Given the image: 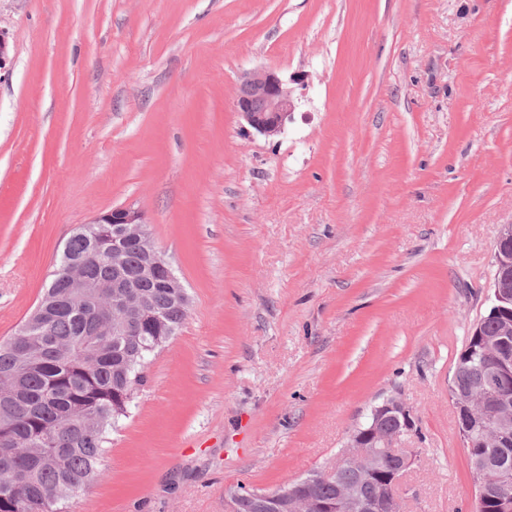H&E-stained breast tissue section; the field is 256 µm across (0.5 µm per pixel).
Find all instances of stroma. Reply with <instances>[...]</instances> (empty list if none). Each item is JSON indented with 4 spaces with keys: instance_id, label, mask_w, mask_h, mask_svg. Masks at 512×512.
<instances>
[{
    "instance_id": "stroma-1",
    "label": "stroma",
    "mask_w": 512,
    "mask_h": 512,
    "mask_svg": "<svg viewBox=\"0 0 512 512\" xmlns=\"http://www.w3.org/2000/svg\"><path fill=\"white\" fill-rule=\"evenodd\" d=\"M0 340L72 228L142 211L191 307L67 512H226L384 398L405 512H472L448 393L512 224V0H0ZM295 80L267 137L241 78Z\"/></svg>"
}]
</instances>
